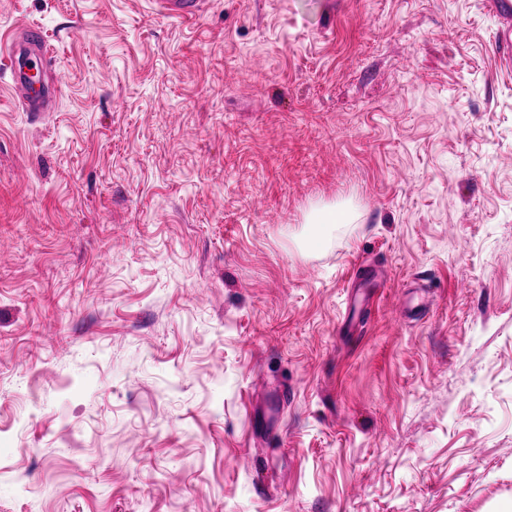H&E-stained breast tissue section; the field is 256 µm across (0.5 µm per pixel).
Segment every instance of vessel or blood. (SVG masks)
Masks as SVG:
<instances>
[{
	"instance_id": "vessel-or-blood-1",
	"label": "vessel or blood",
	"mask_w": 512,
	"mask_h": 512,
	"mask_svg": "<svg viewBox=\"0 0 512 512\" xmlns=\"http://www.w3.org/2000/svg\"><path fill=\"white\" fill-rule=\"evenodd\" d=\"M488 8L496 14L502 29L498 37V54L504 65H512V0H487ZM206 0H155L156 11L177 19H191L201 14ZM0 56L7 58L14 86L22 87L20 103L25 111L40 112L44 109V89L29 84L31 69L49 66L52 56L37 28L27 26L0 44Z\"/></svg>"
}]
</instances>
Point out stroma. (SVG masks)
Masks as SVG:
<instances>
[{
  "mask_svg": "<svg viewBox=\"0 0 512 512\" xmlns=\"http://www.w3.org/2000/svg\"><path fill=\"white\" fill-rule=\"evenodd\" d=\"M23 24L58 92L0 83V512L512 503L486 0H0ZM155 10L164 16L177 19H192L201 14L206 0H155Z\"/></svg>",
  "mask_w": 512,
  "mask_h": 512,
  "instance_id": "1",
  "label": "stroma"
}]
</instances>
